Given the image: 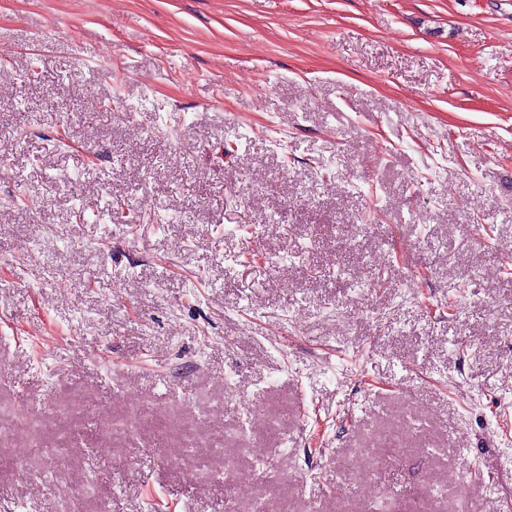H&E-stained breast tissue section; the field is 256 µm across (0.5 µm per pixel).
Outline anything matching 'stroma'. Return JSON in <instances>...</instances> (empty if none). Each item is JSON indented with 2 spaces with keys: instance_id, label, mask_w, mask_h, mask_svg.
Here are the masks:
<instances>
[{
  "instance_id": "35a3bbf8",
  "label": "stroma",
  "mask_w": 512,
  "mask_h": 512,
  "mask_svg": "<svg viewBox=\"0 0 512 512\" xmlns=\"http://www.w3.org/2000/svg\"><path fill=\"white\" fill-rule=\"evenodd\" d=\"M0 254V512H501L512 0H0Z\"/></svg>"
}]
</instances>
